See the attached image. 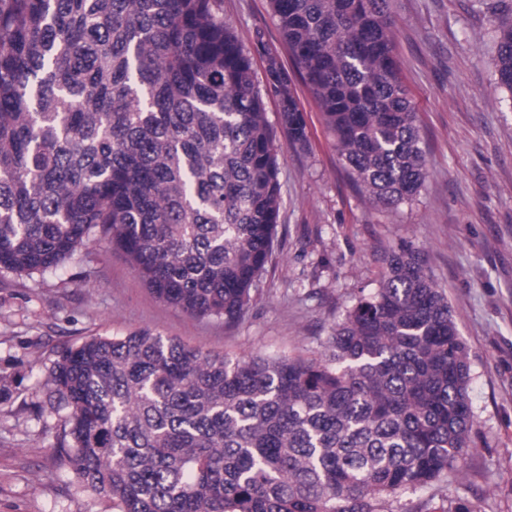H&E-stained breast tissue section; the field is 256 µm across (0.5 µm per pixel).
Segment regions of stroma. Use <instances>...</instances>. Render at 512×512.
<instances>
[{
    "mask_svg": "<svg viewBox=\"0 0 512 512\" xmlns=\"http://www.w3.org/2000/svg\"><path fill=\"white\" fill-rule=\"evenodd\" d=\"M512 0H391L395 57L426 143L427 178L412 203L374 209L347 179L320 111L271 17L269 0H223L224 22L248 48L275 54L292 78L308 150L277 129L281 249L243 321L200 319L157 299L118 253L87 243L55 273L0 271V512H114L80 485L54 448L60 415L45 407L59 350L90 336L148 329L247 358L307 355L360 291L377 286L384 251L422 250L466 342L477 415L463 478L404 494L446 503L483 499L512 512V93L495 83V11Z\"/></svg>",
    "mask_w": 512,
    "mask_h": 512,
    "instance_id": "1",
    "label": "stroma"
}]
</instances>
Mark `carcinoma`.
I'll return each instance as SVG.
<instances>
[{
	"mask_svg": "<svg viewBox=\"0 0 512 512\" xmlns=\"http://www.w3.org/2000/svg\"><path fill=\"white\" fill-rule=\"evenodd\" d=\"M337 155L376 208L426 176L389 0H269ZM512 93V15L494 17ZM220 0H0V270L43 276L91 239L157 298L238 322L279 245L280 162L307 123ZM422 251L388 253L311 356L233 359L147 329L91 336L48 370L56 436L120 512H400L466 467L476 416L453 310Z\"/></svg>",
	"mask_w": 512,
	"mask_h": 512,
	"instance_id": "carcinoma-1",
	"label": "carcinoma"
}]
</instances>
